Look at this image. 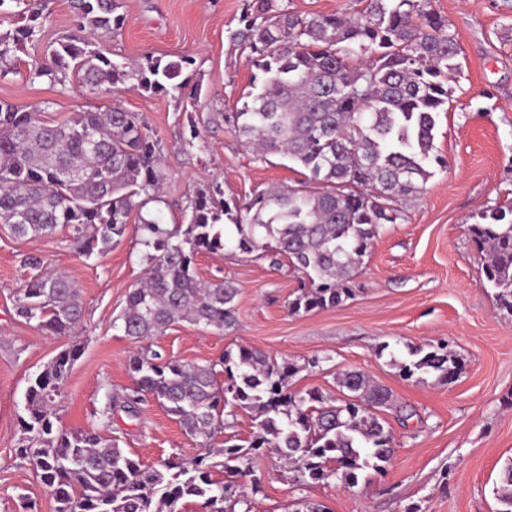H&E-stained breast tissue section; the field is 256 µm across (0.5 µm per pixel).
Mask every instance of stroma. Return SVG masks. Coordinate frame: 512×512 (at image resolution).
Masks as SVG:
<instances>
[{
	"instance_id": "obj_1",
	"label": "stroma",
	"mask_w": 512,
	"mask_h": 512,
	"mask_svg": "<svg viewBox=\"0 0 512 512\" xmlns=\"http://www.w3.org/2000/svg\"><path fill=\"white\" fill-rule=\"evenodd\" d=\"M122 28L109 35L79 31L69 0H51L41 33L26 43L7 75L0 101H45V120L120 103L138 113L167 158L162 204L152 216L177 224L196 194L220 182L226 200L245 204L269 186L307 184L305 170L279 156L247 150L225 113L242 105L256 73L233 39L252 0H120ZM463 53L436 117L435 168L405 221L385 225L356 271L352 296L336 307L292 313L297 277L287 265L235 249L200 253L202 280L223 279L238 290L234 323L224 331L173 324L153 347L188 363H218L247 347L298 366L291 389L336 399L344 372H364L391 404L379 409L395 438L385 476L363 473L357 485L301 484L274 451L252 460L261 480L237 481L251 512H289L294 500L324 503L330 512H497L494 490L512 458V315L499 310L468 227L482 209L512 201V0H430ZM82 33L117 61L186 57L199 98L182 99L124 85L89 90L69 83L29 82L62 36ZM145 249L135 227L104 252L79 254L67 232L17 239L0 229V512H54L55 502L33 468L17 455L30 378L71 343L82 353L57 399L55 425L94 431L146 465L208 455L211 478L225 480L223 435L210 447L189 436L155 401L137 414L102 410L134 385L128 367L134 343L114 327L127 293L145 274ZM67 275L79 288L84 314L78 335L49 336L17 316L15 300L34 274L28 258ZM447 343L459 368L448 382L435 374L405 377L400 364L413 348Z\"/></svg>"
}]
</instances>
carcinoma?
<instances>
[{
  "label": "carcinoma",
  "instance_id": "carcinoma-1",
  "mask_svg": "<svg viewBox=\"0 0 512 512\" xmlns=\"http://www.w3.org/2000/svg\"><path fill=\"white\" fill-rule=\"evenodd\" d=\"M48 0L20 13L22 25L0 36V74L40 31ZM356 15L310 17L254 0L234 35L260 72L254 91L224 115L234 132L260 155H282L309 171L318 190L270 188L243 205H230L218 182L191 201L188 221L171 227L142 210L161 201L159 140L138 114L115 103L105 111L78 112L57 124L39 119L45 103L0 102V225L18 239L52 237L67 228L86 256L122 237L131 216L147 248L144 281L127 294L118 325L142 342L173 323L189 321L222 330L232 324L237 289L206 282L194 257L236 248L269 251L299 275L289 309L298 313L336 307L352 296L353 273L387 224L407 217V206L431 176L435 116L448 104V82L462 73L460 47L430 0H357ZM79 26L112 33L124 14L119 0H73ZM192 60L148 58L131 65L107 56L78 34L60 38L48 60L28 79L63 85L74 76L87 86L135 81L144 91L195 98L199 85L184 75ZM469 226L483 254L486 281L499 309L512 315V203L480 212ZM230 220L234 233L226 232ZM16 314L51 336H66L83 317L80 290L65 275L35 274L16 300ZM81 353L61 350L26 390L18 454L31 463L55 503V512H181L202 498L214 512H235L248 501L230 492L251 478L252 455L274 449L299 482L339 480L350 487L362 472L382 470L393 455L392 434L376 415L388 393L360 371L339 386L351 399L338 405L322 393L290 391L297 368L241 347L226 353L224 382L213 365L184 363L139 350L129 360L136 388L122 408L137 412L150 395L185 433L208 442L230 426L238 409L262 420L249 445L224 441V472L210 479L200 456L190 463L146 466L91 431L54 427L55 398ZM406 376L434 372L450 379L458 369L448 346L412 349ZM501 509L512 512V460L501 472Z\"/></svg>",
  "mask_w": 512,
  "mask_h": 512
}]
</instances>
